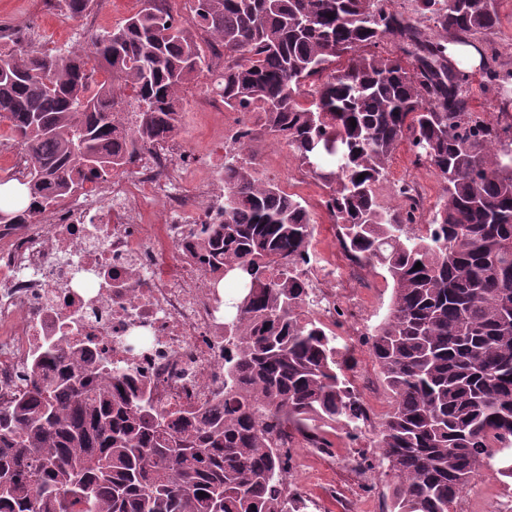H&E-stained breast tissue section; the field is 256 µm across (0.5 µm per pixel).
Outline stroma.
<instances>
[{
	"label": "stroma",
	"instance_id": "stroma-1",
	"mask_svg": "<svg viewBox=\"0 0 512 512\" xmlns=\"http://www.w3.org/2000/svg\"><path fill=\"white\" fill-rule=\"evenodd\" d=\"M140 7L138 0H99L89 18H73L57 8L54 0H0V30L31 40L47 52L65 51L86 45L89 36L112 30ZM211 97L205 84L191 88L181 114V132L177 137L193 153L202 157L206 168L219 169L224 156L218 145L228 138L231 128L252 124V117L209 106ZM260 169L278 181L288 192L308 204L316 221L311 251L327 267L350 269L342 288L336 291L338 304L357 301L363 310L361 320H348L340 331L349 346L347 377L365 376L357 389L363 402L375 408V420H382L390 409V393L382 375L361 341L388 313L392 289L380 271L368 267H350L323 201L327 189L301 170L284 143L265 139L256 142ZM413 182L421 194L423 221H430L438 201L440 181L435 172L412 163L408 147H400L388 170V178L378 189L381 202L393 205V189L398 181ZM332 446L321 452L297 443L292 450L291 484L302 493L307 512H384L390 489L381 478L365 479L355 466L358 453L365 451L366 440L351 441L344 434H330ZM508 491L496 466L483 467L471 488L457 503V512H489L503 501Z\"/></svg>",
	"mask_w": 512,
	"mask_h": 512
}]
</instances>
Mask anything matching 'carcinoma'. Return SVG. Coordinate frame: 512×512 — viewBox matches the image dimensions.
I'll return each instance as SVG.
<instances>
[{"label":"carcinoma","instance_id":"1","mask_svg":"<svg viewBox=\"0 0 512 512\" xmlns=\"http://www.w3.org/2000/svg\"><path fill=\"white\" fill-rule=\"evenodd\" d=\"M57 2L81 17L97 0ZM140 2L83 53L0 43V123L26 161L24 198L0 207V225L34 224L166 146L186 87L209 76L225 109L257 116L224 141V220L191 249L211 287L233 289L224 396L203 414L165 412L87 345H46L27 391L0 405V512H303L273 435L323 450L329 428L371 433L358 466L389 486L387 512H454L491 459L512 483V122L480 117L471 76L448 73V43L479 39L481 82L512 104L498 0H193L187 23L167 0ZM266 138L324 183L349 262L391 285L367 341L392 398L377 427L315 315L313 215L259 172L252 143ZM404 144L440 178L427 224L412 183L393 206L378 198Z\"/></svg>","mask_w":512,"mask_h":512}]
</instances>
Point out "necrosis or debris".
Returning a JSON list of instances; mask_svg holds the SVG:
<instances>
[{
  "label": "necrosis or debris",
  "instance_id": "necrosis-or-debris-1",
  "mask_svg": "<svg viewBox=\"0 0 512 512\" xmlns=\"http://www.w3.org/2000/svg\"><path fill=\"white\" fill-rule=\"evenodd\" d=\"M196 163L189 149H160L106 190L54 205L48 223L0 226V401L64 334L92 340L163 407L200 412L223 393L221 302L186 243L217 223L224 174L198 179ZM151 197L167 217L155 228Z\"/></svg>",
  "mask_w": 512,
  "mask_h": 512
}]
</instances>
